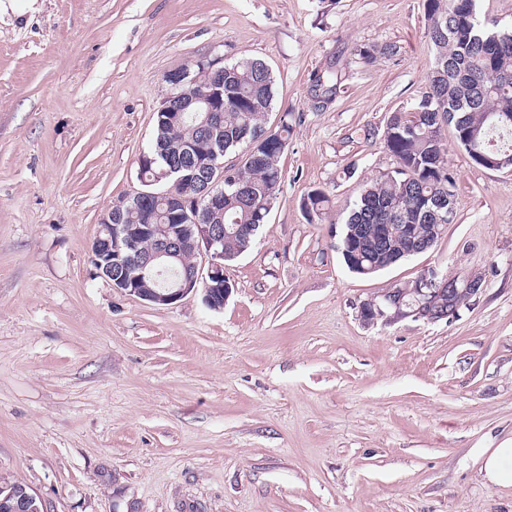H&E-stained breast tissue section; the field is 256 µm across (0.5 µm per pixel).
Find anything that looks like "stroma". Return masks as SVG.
Segmentation results:
<instances>
[{
  "label": "stroma",
  "instance_id": "35a3bbf8",
  "mask_svg": "<svg viewBox=\"0 0 512 512\" xmlns=\"http://www.w3.org/2000/svg\"><path fill=\"white\" fill-rule=\"evenodd\" d=\"M423 4L39 0L0 23V483L44 512H512L474 462L512 438V168L476 165L445 128L442 238L372 278L337 249L348 206L398 167L389 117L429 82ZM243 56L276 77L268 127L288 112L293 130L267 222L225 266L230 298L112 288L91 244L144 188L165 74ZM314 189L329 204L311 221ZM431 266L486 286L450 322L363 320Z\"/></svg>",
  "mask_w": 512,
  "mask_h": 512
}]
</instances>
